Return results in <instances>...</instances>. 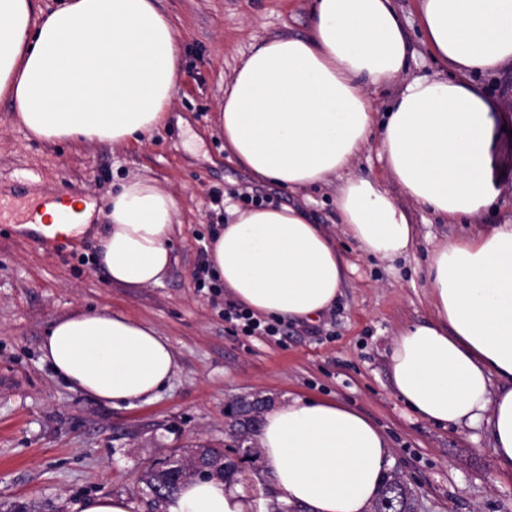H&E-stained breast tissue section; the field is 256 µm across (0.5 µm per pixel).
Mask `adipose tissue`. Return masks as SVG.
<instances>
[{
	"instance_id": "1",
	"label": "adipose tissue",
	"mask_w": 512,
	"mask_h": 512,
	"mask_svg": "<svg viewBox=\"0 0 512 512\" xmlns=\"http://www.w3.org/2000/svg\"><path fill=\"white\" fill-rule=\"evenodd\" d=\"M420 27L453 76L403 85L385 116L372 90L406 68L411 47L392 0H312L306 36L262 40L239 62L217 112L228 161L296 191L334 177L336 219L367 257L395 261L416 229L379 180L348 171L377 140L386 172L448 224L476 218L498 191L491 105L472 72L512 64V0H420ZM172 23L155 0H0V100L42 144H126L163 126L180 83ZM75 229L101 213L98 262L123 288L162 282L174 256L177 201L153 179L125 180L101 208L72 203ZM207 246L224 291L260 316L314 320L342 294L336 239L298 205L233 208ZM433 314L392 340L396 396L441 425L488 421L512 475V224L438 243ZM72 391L114 406L150 399L177 358L149 323L103 308L49 323L40 347ZM499 386H492V379ZM254 439L283 500L309 512H370L390 465L378 425L339 401L295 397L268 409ZM164 512H250L237 487L190 478Z\"/></svg>"
}]
</instances>
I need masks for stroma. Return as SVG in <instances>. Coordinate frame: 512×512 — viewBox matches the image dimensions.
I'll list each match as a JSON object with an SVG mask.
<instances>
[{
	"label": "stroma",
	"instance_id": "35a3bbf8",
	"mask_svg": "<svg viewBox=\"0 0 512 512\" xmlns=\"http://www.w3.org/2000/svg\"><path fill=\"white\" fill-rule=\"evenodd\" d=\"M182 49V78L169 123L142 143L46 145L27 140L0 100V512L33 504L41 512H76L81 499L105 491L126 497L131 512H161L142 470L171 454L206 445L234 447L230 407L240 398L322 396L370 417L391 448L390 468L412 488L417 512H512V476L500 473L486 424L444 427L400 401L392 386L393 336L431 315L427 268L443 239L473 234V224H445L408 199L369 144L353 174L381 181L416 227L395 262L364 257L336 223V186L307 190L314 223L336 234L353 265L337 304L317 323L288 321L282 342L235 332L223 297L199 290L194 272L225 223L233 190L287 202L286 189L258 181L224 158L216 112L234 70L252 46L276 35H307L310 0H157ZM414 57L399 80L373 90L387 112L402 82L445 76L418 19V0H393ZM491 170L500 194L481 222L512 221V126H494ZM155 179L176 198L175 263L161 285L121 288L96 257V225L61 246L21 236L11 218L31 197L62 191L102 202L133 176ZM224 194L214 204V191ZM111 308L154 325L174 348L178 368L149 401L115 407L69 390L41 362L45 327L76 310ZM240 490L251 512L278 499L261 464H243Z\"/></svg>",
	"mask_w": 512,
	"mask_h": 512
}]
</instances>
